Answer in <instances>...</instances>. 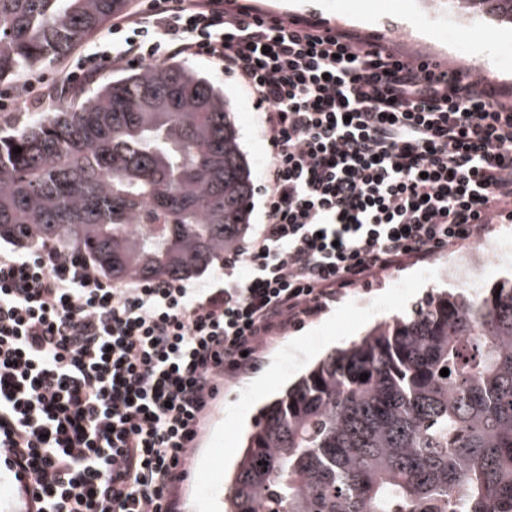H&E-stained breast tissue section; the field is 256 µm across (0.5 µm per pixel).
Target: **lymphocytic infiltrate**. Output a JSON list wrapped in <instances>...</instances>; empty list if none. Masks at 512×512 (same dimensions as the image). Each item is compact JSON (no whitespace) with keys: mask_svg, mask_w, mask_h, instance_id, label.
Segmentation results:
<instances>
[{"mask_svg":"<svg viewBox=\"0 0 512 512\" xmlns=\"http://www.w3.org/2000/svg\"><path fill=\"white\" fill-rule=\"evenodd\" d=\"M174 55L249 90L266 220L203 284H115L71 248L0 249V451L28 512H180L221 388L277 335L512 220V93L310 17L149 0L56 88Z\"/></svg>","mask_w":512,"mask_h":512,"instance_id":"lymphocytic-infiltrate-1","label":"lymphocytic infiltrate"}]
</instances>
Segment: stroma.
I'll return each instance as SVG.
<instances>
[{"label":"stroma","instance_id":"obj_1","mask_svg":"<svg viewBox=\"0 0 512 512\" xmlns=\"http://www.w3.org/2000/svg\"><path fill=\"white\" fill-rule=\"evenodd\" d=\"M255 7L272 14H307L330 25L362 35L395 38L413 55L443 63L474 64L491 84L512 92V28L489 19L468 20L449 13L446 0H254ZM455 29L460 48L443 43L445 29ZM112 39L110 27L83 37L64 57L48 61L17 79L0 82V91L31 85L23 104L0 112V128L10 129L39 112L62 106L50 90L68 66ZM189 64L224 87L246 155L253 182H260L267 156L258 132L259 114L241 82L225 77L207 59ZM486 253L473 257L469 281L474 288L512 279V223L497 224L482 238ZM463 248H451L424 263L384 274L369 287L349 291L302 324L288 328L261 354L256 367L223 389L203 434L191 450L193 473L181 490V512H222L224 475L236 460L234 451L261 407L306 374L329 352L344 347L374 326L409 314L412 307L433 293H458L460 285L445 264L461 258Z\"/></svg>","mask_w":512,"mask_h":512}]
</instances>
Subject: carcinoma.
Masks as SVG:
<instances>
[{
  "mask_svg": "<svg viewBox=\"0 0 512 512\" xmlns=\"http://www.w3.org/2000/svg\"><path fill=\"white\" fill-rule=\"evenodd\" d=\"M126 2L0 0V81ZM448 9L512 27V0ZM253 194L224 91L182 62L0 129V239L75 247L115 279L223 262ZM224 512H512V281L433 296L288 386L246 435Z\"/></svg>",
  "mask_w": 512,
  "mask_h": 512,
  "instance_id": "1",
  "label": "carcinoma"
}]
</instances>
